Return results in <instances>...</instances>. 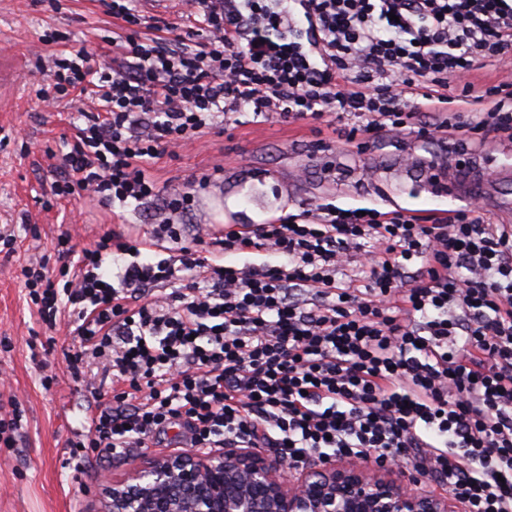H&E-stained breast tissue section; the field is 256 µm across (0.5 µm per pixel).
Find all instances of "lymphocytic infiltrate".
Segmentation results:
<instances>
[{
  "label": "lymphocytic infiltrate",
  "mask_w": 512,
  "mask_h": 512,
  "mask_svg": "<svg viewBox=\"0 0 512 512\" xmlns=\"http://www.w3.org/2000/svg\"><path fill=\"white\" fill-rule=\"evenodd\" d=\"M205 45L113 39L114 64L52 54L54 93L92 88L64 156L60 197L122 205L157 196L147 165L235 112L321 121L462 147L512 141V0H182ZM53 93V94H54ZM479 104L477 121L442 117ZM429 121H421L422 113ZM168 198L149 237L111 233L94 247L58 240L64 284L33 260L20 275L43 322L60 304L76 350L74 382L114 386L78 448H144L186 426L190 447L281 448L294 467L325 455L415 464L462 512H512V225L480 200L431 223L332 203L214 234ZM151 258L113 261L134 251ZM265 254L245 267L230 254ZM357 273L347 274L352 254ZM279 264H271V257Z\"/></svg>",
  "instance_id": "1"
}]
</instances>
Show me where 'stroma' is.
Returning a JSON list of instances; mask_svg holds the SVG:
<instances>
[{
  "label": "stroma",
  "instance_id": "35a3bbf8",
  "mask_svg": "<svg viewBox=\"0 0 512 512\" xmlns=\"http://www.w3.org/2000/svg\"><path fill=\"white\" fill-rule=\"evenodd\" d=\"M137 8L142 23L131 28L98 0H0V226L12 225L18 241L13 257L0 256V340L12 343L11 351L0 350V374L8 379L5 396L22 414L15 445L0 447V512H103L105 482L185 447L176 427L149 447L119 456L97 448L76 464L68 443L98 404L64 373L74 338L49 332L16 277L27 259L53 258L61 233L83 247L154 222L151 205L53 195L80 103L66 97L47 108L39 99L50 79L38 61L56 50L84 48L108 65L115 33L151 37L158 20L189 26L179 0H138ZM348 130L343 120L288 123L243 112L154 160L150 171L162 194L195 187L190 224H255L320 203L423 216L461 208V201L436 198L423 181L425 162L451 157L456 139H416L404 152L382 137L362 151L347 142ZM51 372L58 379L44 386Z\"/></svg>",
  "mask_w": 512,
  "mask_h": 512
}]
</instances>
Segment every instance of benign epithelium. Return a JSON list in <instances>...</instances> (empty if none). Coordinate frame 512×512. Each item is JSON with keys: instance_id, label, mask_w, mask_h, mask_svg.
Returning a JSON list of instances; mask_svg holds the SVG:
<instances>
[{"instance_id": "obj_1", "label": "benign epithelium", "mask_w": 512, "mask_h": 512, "mask_svg": "<svg viewBox=\"0 0 512 512\" xmlns=\"http://www.w3.org/2000/svg\"><path fill=\"white\" fill-rule=\"evenodd\" d=\"M406 466L328 457L292 476L255 448L150 458L106 489L107 512H456Z\"/></svg>"}]
</instances>
